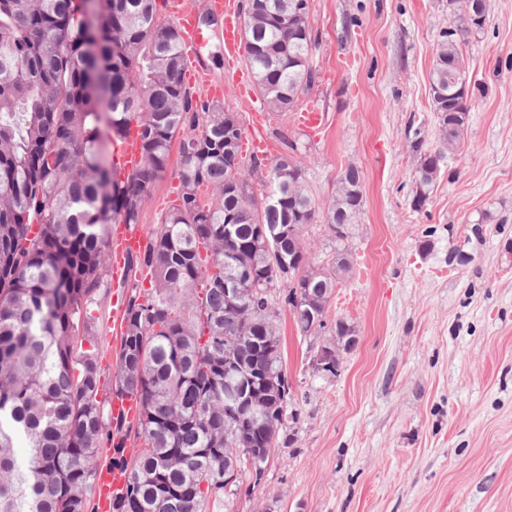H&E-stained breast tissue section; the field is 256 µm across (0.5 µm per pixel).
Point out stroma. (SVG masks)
Returning <instances> with one entry per match:
<instances>
[{"mask_svg":"<svg viewBox=\"0 0 512 512\" xmlns=\"http://www.w3.org/2000/svg\"><path fill=\"white\" fill-rule=\"evenodd\" d=\"M315 82L293 111L268 113L267 155L296 140L310 193L326 199L341 169L363 175L353 269L331 317L357 331L338 376L307 368L310 347L285 306L274 324L302 414L291 447L262 483L207 512H512V0H489L462 46L477 87L462 148L430 205H411L417 158L409 127L433 144L430 71L448 0H309ZM204 28L199 61L227 86L225 111L247 120L219 38ZM315 109L319 130L301 120ZM180 155L154 183L136 226L150 236L178 194ZM469 254L461 266L450 250ZM120 289L100 295L95 339L116 367Z\"/></svg>","mask_w":512,"mask_h":512,"instance_id":"1","label":"stroma"}]
</instances>
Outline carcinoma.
I'll use <instances>...</instances> for the list:
<instances>
[{
    "instance_id": "cac0c4a2",
    "label": "carcinoma",
    "mask_w": 512,
    "mask_h": 512,
    "mask_svg": "<svg viewBox=\"0 0 512 512\" xmlns=\"http://www.w3.org/2000/svg\"><path fill=\"white\" fill-rule=\"evenodd\" d=\"M295 0H245L244 59L273 112L294 109L315 81L316 38ZM448 0L430 73L437 134L415 171L411 204L428 205L460 150L473 88L461 45L485 24ZM97 25L84 23L87 11ZM159 0H0V512H85L99 449L128 474L112 512H205L260 484L293 436L298 401L283 370L274 300L302 337L355 335L329 300L352 268L361 171L347 166L327 208L283 152L224 156L221 104L195 95L176 25ZM136 125L139 168L121 179L111 146ZM179 142L178 203L127 257L131 285L116 368L79 351L109 288V224H139L150 187ZM267 171L257 197L252 177ZM323 223L322 261L305 230ZM278 292L273 298L272 291ZM135 395L137 418L112 413ZM259 408L250 417L249 409ZM241 448H257L240 459Z\"/></svg>"
}]
</instances>
